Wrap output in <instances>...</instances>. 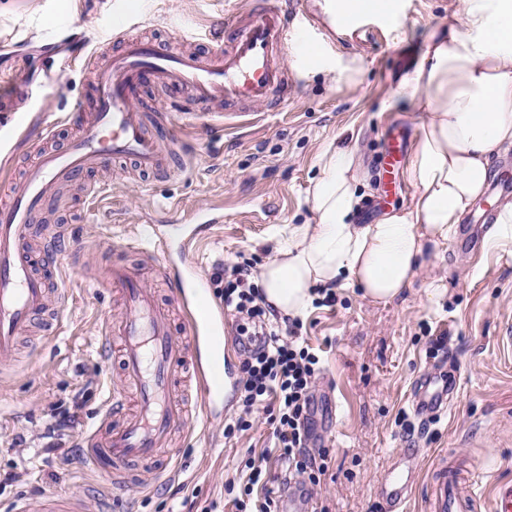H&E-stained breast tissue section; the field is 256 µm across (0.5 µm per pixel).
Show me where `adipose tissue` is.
Here are the masks:
<instances>
[{
    "label": "adipose tissue",
    "instance_id": "obj_1",
    "mask_svg": "<svg viewBox=\"0 0 512 512\" xmlns=\"http://www.w3.org/2000/svg\"><path fill=\"white\" fill-rule=\"evenodd\" d=\"M397 93L422 114L405 170L410 201L357 223L368 175L353 148L322 147L311 188L315 223L274 233L273 254L253 276L278 320L304 316L317 289L338 285L392 302L442 260L457 224L486 192L493 158L512 151V0H460L456 22L431 34ZM483 245L512 261V202L499 207Z\"/></svg>",
    "mask_w": 512,
    "mask_h": 512
}]
</instances>
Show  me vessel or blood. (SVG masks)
Instances as JSON below:
<instances>
[{
    "instance_id": "vessel-or-blood-1",
    "label": "vessel or blood",
    "mask_w": 512,
    "mask_h": 512,
    "mask_svg": "<svg viewBox=\"0 0 512 512\" xmlns=\"http://www.w3.org/2000/svg\"><path fill=\"white\" fill-rule=\"evenodd\" d=\"M213 43L209 59L138 40L125 41L118 53L105 60L95 54L71 55V64L91 71L94 83L92 98L75 101L65 115L76 134L63 147L38 150L0 198L1 370L16 364L21 336L35 330L49 333L66 302L65 295L51 293L33 269L36 220L46 222L42 251L54 256L65 233L62 226L47 223L46 217L64 189L83 181L86 173L124 159L134 160L144 172L170 171L173 152L166 142L178 134L172 128L164 134L158 131L142 108L146 99L159 90L171 95L187 91L213 115L231 104L275 108L288 99V72L278 64V54L290 47L303 52L311 47L291 30L279 0H266L264 7L248 15L225 14L224 29L215 34ZM183 226L180 219L162 228L147 225L129 241V248L146 255L148 272L116 259L103 273L119 306L118 314L106 320L103 333L120 352L121 387L114 392L102 425L86 440V458L116 486L130 463L161 455L179 459L178 441L187 437L193 419L175 390L185 369L202 379L197 391L200 402L231 386L227 373L202 364L207 333L190 311L188 298L202 288L189 286L176 273L164 248L167 240L177 238L182 249H189L192 241L184 237ZM149 273L166 280L174 301L184 308L182 333H174L171 310L160 306L154 291L146 288ZM456 388L453 374L423 373L410 394L421 425L447 412ZM418 478L414 451L406 449L382 484L383 512H401ZM460 483L455 472H435L427 490L428 512H475L473 488H461ZM39 510L88 512V506L81 495L53 493L42 498Z\"/></svg>"
}]
</instances>
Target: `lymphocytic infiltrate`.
<instances>
[{
    "label": "lymphocytic infiltrate",
    "instance_id": "obj_1",
    "mask_svg": "<svg viewBox=\"0 0 512 512\" xmlns=\"http://www.w3.org/2000/svg\"><path fill=\"white\" fill-rule=\"evenodd\" d=\"M250 277V266H233L218 292L225 309L239 323L243 373L242 415L225 425L224 436L229 439L249 429V415L261 407L274 427L275 445L260 459L246 461L249 478L244 485L238 487L230 482L225 489L233 495L236 512H279L277 499L254 494L259 482L269 476L266 466L270 461H287L289 478L304 486H319L327 471L326 463L307 451L319 359L271 321Z\"/></svg>",
    "mask_w": 512,
    "mask_h": 512
}]
</instances>
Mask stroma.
Masks as SVG:
<instances>
[{
  "mask_svg": "<svg viewBox=\"0 0 512 512\" xmlns=\"http://www.w3.org/2000/svg\"><path fill=\"white\" fill-rule=\"evenodd\" d=\"M259 0H133L137 14L128 34L162 39L171 48L208 54L210 28L226 12L254 11ZM118 0H0V89L34 115L25 142L0 138V171L20 176L46 132L65 145L68 126L57 117L76 96H91V76L78 69L50 75L42 69L44 39L50 30L109 56L121 49L110 35ZM398 11L367 14L350 30L333 28L316 0H292V18L305 29L313 49L332 57L357 58L360 83L335 82L315 71L304 57L288 53L293 92L279 111L259 110L240 121L198 115L184 123L180 177L133 175L124 171L93 203L72 188L55 213L66 225V247L54 266L38 264L51 287L67 303L56 330L34 339L21 337V360L0 376V512L16 500L37 507L52 492H79L94 512H235L224 484L239 479L249 455L273 447V428L264 409L236 437L225 423L238 416L239 388L221 396L213 414L202 413L187 439L175 473L157 486L129 484L113 494L107 482L83 461L86 437L100 424L118 382L103 358L101 329L113 313L112 290L101 271L114 254L137 266L140 253L122 251L141 225L161 224L194 212L200 224L188 253L171 248L175 263L202 275L216 291L217 264L259 266L270 256L265 241L287 224H311L315 156L338 140L357 150L369 176L362 222L400 208L412 187L396 171L392 195H385L382 159L394 125L413 139L422 118L414 105L393 94L400 76L427 49L431 32L447 25L458 0H399ZM512 201V190L474 202L463 216L437 267L421 272L397 300L374 304L358 287L336 288L333 307H312L297 334L321 363L310 416V454L328 450V470L312 490L306 512H381L380 482L412 419L411 388L420 371L440 362L453 369L458 392L453 408L421 438L420 478L429 480L440 459L468 472L480 498L478 512H490L494 483L512 482V345L501 343L512 328V263L467 248L463 230L483 238L484 207ZM443 278L441 298L427 285ZM447 335L444 349L433 340ZM82 407L69 432L68 455L46 449L42 434L74 396ZM15 481H6V474Z\"/></svg>",
  "mask_w": 512,
  "mask_h": 512,
  "instance_id": "35a3bbf8",
  "label": "stroma"
}]
</instances>
